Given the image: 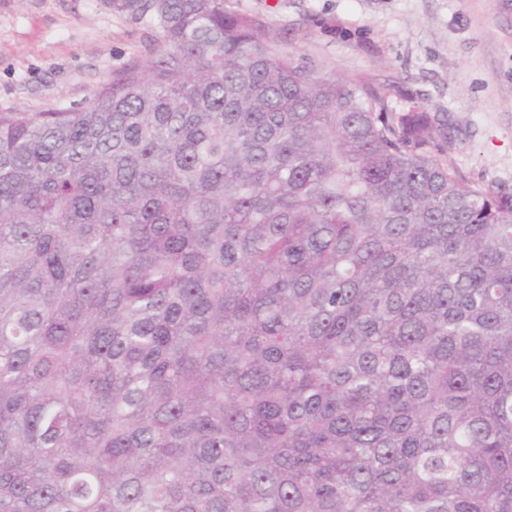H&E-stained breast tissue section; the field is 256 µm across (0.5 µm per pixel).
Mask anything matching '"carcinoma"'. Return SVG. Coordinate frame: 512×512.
I'll return each mask as SVG.
<instances>
[{"instance_id": "obj_1", "label": "carcinoma", "mask_w": 512, "mask_h": 512, "mask_svg": "<svg viewBox=\"0 0 512 512\" xmlns=\"http://www.w3.org/2000/svg\"><path fill=\"white\" fill-rule=\"evenodd\" d=\"M0 116V512H512V194L224 0Z\"/></svg>"}]
</instances>
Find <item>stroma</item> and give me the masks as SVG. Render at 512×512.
<instances>
[{"label":"stroma","instance_id":"stroma-1","mask_svg":"<svg viewBox=\"0 0 512 512\" xmlns=\"http://www.w3.org/2000/svg\"><path fill=\"white\" fill-rule=\"evenodd\" d=\"M277 47L435 116L469 182L512 193V0H226ZM151 17L108 0H0V115L85 106L160 58Z\"/></svg>","mask_w":512,"mask_h":512}]
</instances>
